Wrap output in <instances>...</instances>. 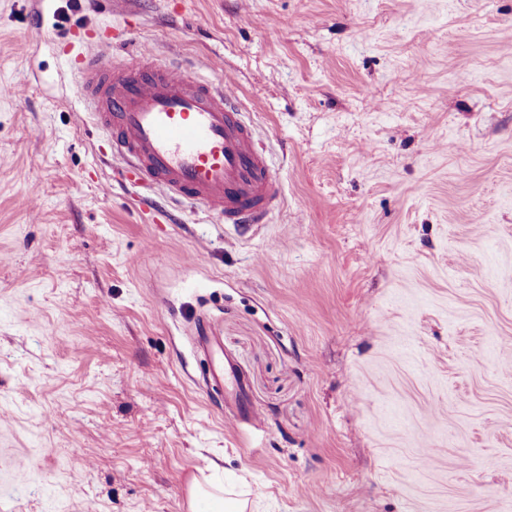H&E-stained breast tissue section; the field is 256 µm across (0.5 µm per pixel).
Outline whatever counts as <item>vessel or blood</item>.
<instances>
[{"label":"vessel or blood","mask_w":512,"mask_h":512,"mask_svg":"<svg viewBox=\"0 0 512 512\" xmlns=\"http://www.w3.org/2000/svg\"><path fill=\"white\" fill-rule=\"evenodd\" d=\"M125 41L124 33L107 30L96 51L70 63L77 74L70 93L108 132L114 170L142 186L164 188L171 201L201 206L221 223H261L282 205V188L233 88L158 62L146 49L114 55L113 43ZM208 329L196 347L211 389L236 398L241 385L232 366L215 358L219 321Z\"/></svg>","instance_id":"b4317fda"}]
</instances>
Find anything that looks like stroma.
I'll use <instances>...</instances> for the list:
<instances>
[{
	"mask_svg": "<svg viewBox=\"0 0 512 512\" xmlns=\"http://www.w3.org/2000/svg\"><path fill=\"white\" fill-rule=\"evenodd\" d=\"M34 10L0 0V512H190L214 460L247 512H512V0ZM107 25L217 60L282 208L152 223L70 99ZM209 336H198L196 348L204 355L208 375L212 380L213 394H221L224 391L225 400H236L238 390L241 389L238 377L230 364L222 363L217 355L216 346L219 345L221 325L218 320H212L208 324ZM213 355H217L214 359ZM216 360V361H215Z\"/></svg>",
	"mask_w": 512,
	"mask_h": 512,
	"instance_id": "1",
	"label": "stroma"
}]
</instances>
